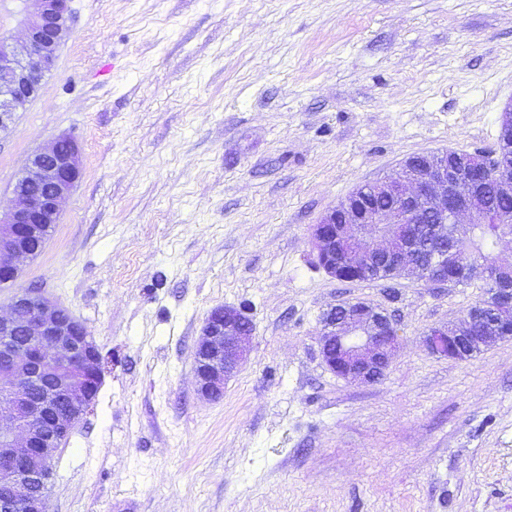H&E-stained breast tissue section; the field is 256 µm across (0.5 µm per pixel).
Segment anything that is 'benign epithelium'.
Returning a JSON list of instances; mask_svg holds the SVG:
<instances>
[{"mask_svg": "<svg viewBox=\"0 0 512 512\" xmlns=\"http://www.w3.org/2000/svg\"><path fill=\"white\" fill-rule=\"evenodd\" d=\"M34 10L22 37H0V132L38 96L69 35V0H31ZM83 175L80 145L67 136L38 148L12 188V205L0 213V271L16 280L59 223L62 206ZM493 193L512 198V157L447 150L406 158L399 171L361 185L313 225L311 243L319 266L331 277L357 281L380 262L426 283L468 280L477 266L456 249L444 248L428 265L423 245L448 240V225L465 231L485 212V178ZM390 205L378 210L373 200ZM467 213L470 221L459 223ZM488 287L501 294L488 320L472 311L455 325L429 330L433 355L466 360L512 337V264L492 260ZM320 354L336 376L359 384L381 379L398 346V332L385 311L363 301L339 303L322 316ZM255 326L243 308L220 305L207 316L194 350L197 393L224 395V385L243 368ZM102 352L88 327L51 298L30 291L8 303L0 316V507L6 512H49L45 494L52 463L72 427L86 414L101 384Z\"/></svg>", "mask_w": 512, "mask_h": 512, "instance_id": "7a95c632", "label": "benign epithelium"}]
</instances>
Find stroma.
<instances>
[{
	"label": "stroma",
	"instance_id": "1",
	"mask_svg": "<svg viewBox=\"0 0 512 512\" xmlns=\"http://www.w3.org/2000/svg\"><path fill=\"white\" fill-rule=\"evenodd\" d=\"M39 96L0 133V208L60 135L84 173L22 290L108 358L53 463L50 512H512V339L457 361L424 338L484 294L345 282L312 227L407 157L494 148L512 0H71ZM361 300L399 351L372 384L324 366L321 316ZM244 308L247 364L194 385L208 312Z\"/></svg>",
	"mask_w": 512,
	"mask_h": 512
}]
</instances>
